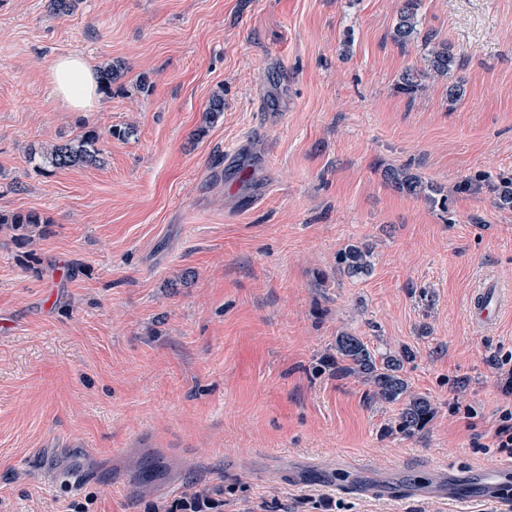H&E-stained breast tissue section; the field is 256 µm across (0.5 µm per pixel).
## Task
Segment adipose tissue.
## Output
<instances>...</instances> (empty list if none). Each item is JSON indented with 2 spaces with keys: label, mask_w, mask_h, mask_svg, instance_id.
<instances>
[{
  "label": "adipose tissue",
  "mask_w": 512,
  "mask_h": 512,
  "mask_svg": "<svg viewBox=\"0 0 512 512\" xmlns=\"http://www.w3.org/2000/svg\"><path fill=\"white\" fill-rule=\"evenodd\" d=\"M47 79L58 104L68 112H91L99 103V83L86 57L70 54L54 59Z\"/></svg>",
  "instance_id": "adipose-tissue-1"
}]
</instances>
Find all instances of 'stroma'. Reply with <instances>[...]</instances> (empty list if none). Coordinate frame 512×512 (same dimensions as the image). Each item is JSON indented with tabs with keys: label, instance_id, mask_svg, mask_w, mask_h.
I'll return each instance as SVG.
<instances>
[{
	"label": "stroma",
	"instance_id": "obj_1",
	"mask_svg": "<svg viewBox=\"0 0 512 512\" xmlns=\"http://www.w3.org/2000/svg\"><path fill=\"white\" fill-rule=\"evenodd\" d=\"M403 2L79 0L58 16L0 0V212L46 218L28 244L0 230V512H152L204 482L224 512H498L428 489L507 461L491 442L512 308L478 328L470 301L512 285V209L495 204L512 0H420L401 46ZM430 37L459 60L449 80L427 75ZM69 53L123 67L94 111L50 92ZM87 130L102 163H29ZM391 168L447 207L396 190ZM356 241L373 248L363 279L336 270ZM344 333L414 351L423 430L393 432L399 405L336 375ZM418 0H405L393 27L392 37L400 45L412 43L420 35ZM386 176L392 186L401 192L424 197L433 203L441 204L442 207H445L448 202V196L442 194L441 188L433 183H425L420 177L405 169H389ZM438 196L441 197L438 198Z\"/></svg>",
	"mask_w": 512,
	"mask_h": 512
}]
</instances>
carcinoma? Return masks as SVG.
<instances>
[{
    "label": "carcinoma",
    "mask_w": 512,
    "mask_h": 512,
    "mask_svg": "<svg viewBox=\"0 0 512 512\" xmlns=\"http://www.w3.org/2000/svg\"><path fill=\"white\" fill-rule=\"evenodd\" d=\"M418 0H404L392 37L400 45L412 43L420 35ZM425 59L429 74L446 79L457 66V58L445 41L432 38L425 40ZM224 112V99L220 95L211 98L205 110V122L212 125L219 121ZM100 134L89 130L62 144L29 153L41 165L53 168H69L95 165L100 162ZM387 179L397 190L417 197H424L433 203L446 205L448 196L442 194L438 186L423 181L405 169H390ZM496 204L503 209L512 208V179H503L497 188ZM50 220L36 212L26 215L1 214L0 228L7 227L17 232V237L28 239V230L38 224H48ZM373 251L367 244L354 242L347 244L336 254L339 272L350 277L367 276L373 270ZM413 358V352L403 349L398 353H380L369 347L362 338L352 334H342L336 338V371L358 375L372 387V398L385 402H402L401 412L395 430L405 435L421 431L432 419L434 409L430 400L410 390L409 383L402 375L404 363Z\"/></svg>",
    "instance_id": "obj_1"
}]
</instances>
